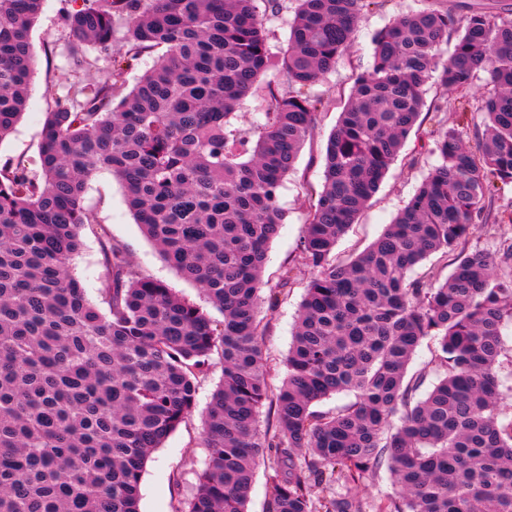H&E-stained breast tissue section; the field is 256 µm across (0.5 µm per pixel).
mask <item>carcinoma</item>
Returning a JSON list of instances; mask_svg holds the SVG:
<instances>
[{"label":"carcinoma","instance_id":"cac0c4a2","mask_svg":"<svg viewBox=\"0 0 512 512\" xmlns=\"http://www.w3.org/2000/svg\"><path fill=\"white\" fill-rule=\"evenodd\" d=\"M73 35L126 51L46 112L41 170L0 167V512H140L151 454L191 415L215 364L206 466L182 512H246L256 466L273 471L266 512H512V241L470 248L495 183H512V12L471 9L448 58L454 14L427 4L374 36L328 139L298 263L318 270L300 303L288 374L274 387L263 351L262 272L284 214L277 191L309 135L304 93L349 51L376 0H297L282 68L298 89L267 84L264 123H231L270 66L258 0H71ZM43 0H0V142L26 111L30 31ZM131 90L130 62L158 49ZM488 73L471 105L476 72ZM462 100L438 129L441 164L395 221L353 260L331 258L377 192L425 106L431 79ZM474 142L469 143V135ZM109 171L144 235L199 286L222 319L178 296L102 243L107 288L91 302L70 261L96 224L84 205ZM452 258L444 278L430 255ZM294 281L284 266L276 308ZM435 341L438 382L407 377ZM340 392L329 413L314 404ZM275 419L259 429L264 404ZM388 463L397 492L372 505L359 487ZM434 344L431 340L425 339L416 349L415 354L408 366V376L414 373L425 371L427 377L419 390V396H424L433 388L436 382V367L434 363Z\"/></svg>","mask_w":512,"mask_h":512}]
</instances>
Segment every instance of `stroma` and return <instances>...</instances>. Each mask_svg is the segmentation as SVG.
Instances as JSON below:
<instances>
[{
    "label": "stroma",
    "mask_w": 512,
    "mask_h": 512,
    "mask_svg": "<svg viewBox=\"0 0 512 512\" xmlns=\"http://www.w3.org/2000/svg\"><path fill=\"white\" fill-rule=\"evenodd\" d=\"M419 6V0H383L381 6L364 11L350 51L321 82L310 87V95L320 99L321 104L295 170L279 190L278 203L285 220L270 243L263 274L266 287H275L282 266L295 264L297 245L308 218V191L321 187L328 138L343 110L344 94L349 93L356 74L365 71L372 63L374 35L393 18ZM70 8L69 0L43 2L42 11L30 32L35 64L28 107L14 131L0 142V163L21 157L29 165H36L45 114L53 100L75 97L82 84L102 79L112 66V54L124 52L126 48V30L120 24L112 34L111 55L100 54L90 45L77 42L65 21ZM77 55L84 59V65L79 69L73 66V58ZM425 99L439 101L440 112L421 115L419 129L412 131L379 190L361 211L356 224L339 240L334 251L337 261L350 260L378 238L415 195L427 174L439 165L440 157L433 150L435 132L439 124L455 122L457 105L450 95L436 99L431 88L427 89ZM84 204L94 213L98 227L83 230V245L72 262V272L91 301H99L106 286L100 245L101 237L105 236L120 244L142 273L163 281L178 295L206 305L207 300L200 288L169 266L155 245L144 236L127 206L122 186L111 173L99 172L89 181ZM491 211L492 218L473 225L469 247L489 248L501 240L512 238V223L502 224L494 219L497 213L512 212V183L499 186ZM314 275V270L296 266L292 288L272 313L263 350L276 364L278 377H285L287 373L285 361L297 310L305 287ZM221 380V367H214L209 379L199 389L192 416L147 462L141 481V512H175L190 497L207 456L202 445L206 407Z\"/></svg>",
    "instance_id": "35a3bbf8"
}]
</instances>
